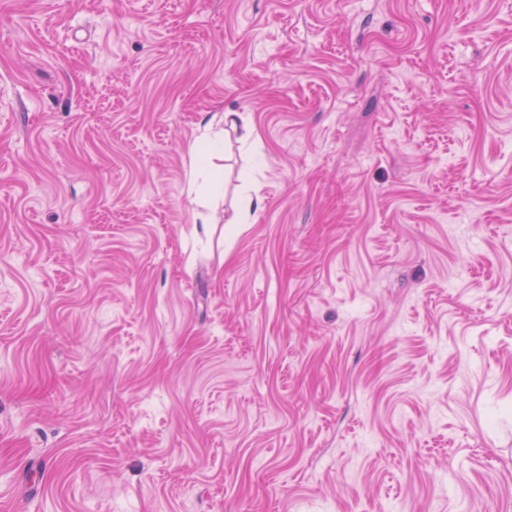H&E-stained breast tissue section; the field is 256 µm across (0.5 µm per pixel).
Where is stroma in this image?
<instances>
[{
  "label": "stroma",
  "instance_id": "obj_1",
  "mask_svg": "<svg viewBox=\"0 0 512 512\" xmlns=\"http://www.w3.org/2000/svg\"><path fill=\"white\" fill-rule=\"evenodd\" d=\"M484 500L512 0H0V512Z\"/></svg>",
  "mask_w": 512,
  "mask_h": 512
}]
</instances>
